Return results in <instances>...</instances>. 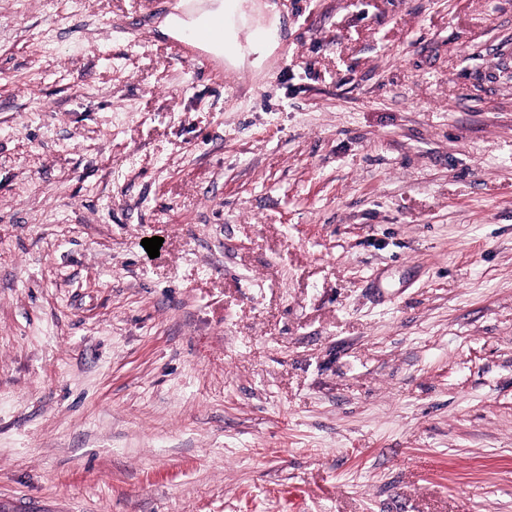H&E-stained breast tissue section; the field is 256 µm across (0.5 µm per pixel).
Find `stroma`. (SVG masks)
I'll return each mask as SVG.
<instances>
[{
	"instance_id": "1",
	"label": "stroma",
	"mask_w": 512,
	"mask_h": 512,
	"mask_svg": "<svg viewBox=\"0 0 512 512\" xmlns=\"http://www.w3.org/2000/svg\"><path fill=\"white\" fill-rule=\"evenodd\" d=\"M189 1L0 0V503L512 512V0ZM213 1L216 2H212L198 9L202 10L201 12L203 13L224 15L227 19L226 36L229 40L237 43L238 49L234 54H223L221 52L222 47H224L222 44L208 42H206V44L210 46L200 45L199 48L215 56L216 58H224V61L228 65L235 68L257 67L263 59L272 55L276 48V45L272 42H253L249 48H244L238 43L237 34L239 27L240 25H244L249 21L250 16L248 10H250V12L254 11V4L252 3V7H249L248 2L245 1L253 0H226L228 2L223 0ZM252 54H257L258 57L254 60H249V56ZM225 19L206 18L201 21L195 31L189 34L188 43L181 46V58L188 63L197 61L196 55L192 51V44L198 40L224 42Z\"/></svg>"
}]
</instances>
